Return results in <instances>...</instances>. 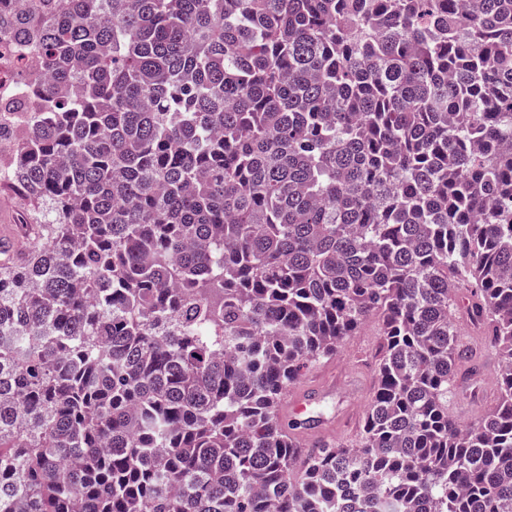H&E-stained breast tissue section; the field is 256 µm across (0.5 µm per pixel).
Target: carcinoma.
Wrapping results in <instances>:
<instances>
[{
	"label": "carcinoma",
	"mask_w": 512,
	"mask_h": 512,
	"mask_svg": "<svg viewBox=\"0 0 512 512\" xmlns=\"http://www.w3.org/2000/svg\"><path fill=\"white\" fill-rule=\"evenodd\" d=\"M1 59L0 512H512V0H23ZM372 318L354 438L299 445ZM22 209V201L15 192L0 189V237L9 236L18 250L25 248L29 242L18 227V224H23ZM485 368L481 375L468 385L456 390L455 397L450 404L451 411L466 421L478 420L484 410L488 409L490 402L494 403L498 377L496 368L497 357L482 351ZM319 401L311 389L300 387L290 394L288 401L281 408L279 418L282 426L291 436L306 445L313 444L321 434L316 427L303 429L304 421L315 422L319 418L317 411Z\"/></svg>",
	"instance_id": "1"
}]
</instances>
